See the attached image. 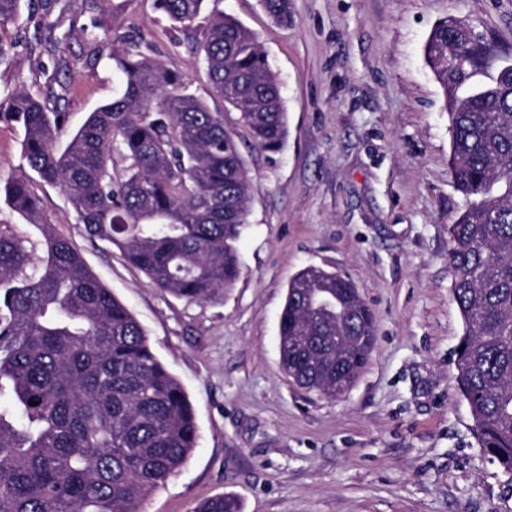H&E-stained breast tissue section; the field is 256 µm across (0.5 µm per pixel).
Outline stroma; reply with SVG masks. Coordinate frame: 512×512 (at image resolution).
I'll use <instances>...</instances> for the list:
<instances>
[{
  "label": "stroma",
  "mask_w": 512,
  "mask_h": 512,
  "mask_svg": "<svg viewBox=\"0 0 512 512\" xmlns=\"http://www.w3.org/2000/svg\"><path fill=\"white\" fill-rule=\"evenodd\" d=\"M291 2L285 25L260 0L202 6L203 17L238 18L266 53L288 113L276 153L213 97L201 56L154 0H33L0 29L11 47L0 99L27 90L78 128L118 92V37L139 36L222 112L245 160L239 277L221 301L188 302L90 238L61 188L30 175L20 128L0 119V179L30 175L44 222L135 315L194 406L198 445L142 512H193L221 494L242 512H512V475L484 455L457 389L463 323L448 226L465 199L450 174L443 89L424 57L431 30L457 19L512 59V0ZM52 40L68 71H55ZM309 265L348 276L375 318L370 361L336 399L301 388L280 365L288 283Z\"/></svg>",
  "instance_id": "obj_1"
}]
</instances>
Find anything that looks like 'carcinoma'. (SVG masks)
<instances>
[{
  "label": "carcinoma",
  "instance_id": "carcinoma-1",
  "mask_svg": "<svg viewBox=\"0 0 512 512\" xmlns=\"http://www.w3.org/2000/svg\"><path fill=\"white\" fill-rule=\"evenodd\" d=\"M24 0H0V28ZM203 0H155L191 24ZM279 22L289 0H261ZM213 91L263 150L288 138L280 84L254 36L230 15L201 43ZM486 45L441 23L424 56L445 93L449 165L466 200L448 225L451 293L464 324L457 383L484 453L512 473V65L484 63ZM120 91L65 144L66 114L24 90L0 100L21 125L22 153L60 186L88 235L124 250L164 293L217 301L236 281L247 219L245 161L220 114L183 91L146 43L113 51ZM41 226L39 245L0 226V512H141L197 447L194 407L130 310L69 239L41 223L24 176L0 186ZM348 337L336 360V336ZM282 368L336 396L369 360L375 325L353 282L323 268L289 282L279 318ZM193 512H241L232 495Z\"/></svg>",
  "mask_w": 512,
  "mask_h": 512
}]
</instances>
